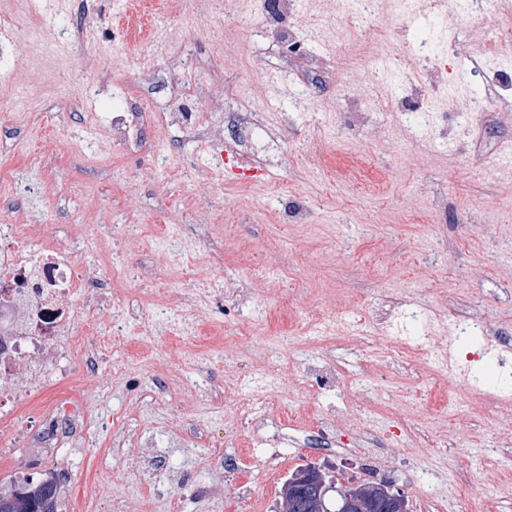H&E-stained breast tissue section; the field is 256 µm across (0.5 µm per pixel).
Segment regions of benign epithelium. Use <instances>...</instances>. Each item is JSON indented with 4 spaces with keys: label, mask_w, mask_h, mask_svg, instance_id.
I'll list each match as a JSON object with an SVG mask.
<instances>
[{
    "label": "benign epithelium",
    "mask_w": 512,
    "mask_h": 512,
    "mask_svg": "<svg viewBox=\"0 0 512 512\" xmlns=\"http://www.w3.org/2000/svg\"><path fill=\"white\" fill-rule=\"evenodd\" d=\"M334 490L342 500L339 512H409L408 501L387 486L337 483L335 472L308 465L294 472L284 483L280 512H294L299 497L305 496L307 509L320 508L321 496Z\"/></svg>",
    "instance_id": "benign-epithelium-1"
}]
</instances>
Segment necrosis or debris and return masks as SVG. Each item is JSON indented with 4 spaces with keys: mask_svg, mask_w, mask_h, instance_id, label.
<instances>
[{
    "mask_svg": "<svg viewBox=\"0 0 512 512\" xmlns=\"http://www.w3.org/2000/svg\"><path fill=\"white\" fill-rule=\"evenodd\" d=\"M144 112L112 115V143L149 152ZM112 227L76 224L59 237L50 224H0V462L15 448L41 456L60 437L88 433L73 403L111 358V310L131 313L112 285Z\"/></svg>",
    "mask_w": 512,
    "mask_h": 512,
    "instance_id": "4bbe7bcc",
    "label": "necrosis or debris"
}]
</instances>
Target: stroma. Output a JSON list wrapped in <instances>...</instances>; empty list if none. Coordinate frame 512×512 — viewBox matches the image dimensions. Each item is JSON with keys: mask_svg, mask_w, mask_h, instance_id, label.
Listing matches in <instances>:
<instances>
[{"mask_svg": "<svg viewBox=\"0 0 512 512\" xmlns=\"http://www.w3.org/2000/svg\"><path fill=\"white\" fill-rule=\"evenodd\" d=\"M149 34L126 28L115 0H0L14 60L0 99L30 114L6 148L18 154L0 185V222L139 224L115 242L122 263L158 270L162 291L125 279L164 332L113 321L112 362L82 401L95 443L37 461L64 477L73 512H101L100 494L134 512L160 466L165 500L204 512L212 485L225 512H272L307 464L364 482H392L411 512H512V350L483 354L479 337L512 327V38L494 18L436 7L438 29L393 30L390 0L371 28L339 0H308L294 20L306 50L284 54L266 31L263 0L223 12L210 0H143ZM435 56H419L421 44ZM276 79L280 105L267 100ZM149 113L157 152L129 157L111 141L116 83ZM439 117L420 133L404 97ZM245 113L239 152L266 171L228 179L221 141L179 118ZM471 116L456 136L444 114ZM300 223L280 232L284 200ZM210 237L195 243L194 224ZM209 288L169 305L187 264ZM431 314L456 365L412 397L408 362L433 364ZM385 396L369 404L366 388ZM359 406V417L345 415ZM337 417L336 440L317 426ZM279 446L268 468L266 440Z\"/></svg>", "mask_w": 512, "mask_h": 512, "instance_id": "35a3bbf8", "label": "stroma"}]
</instances>
